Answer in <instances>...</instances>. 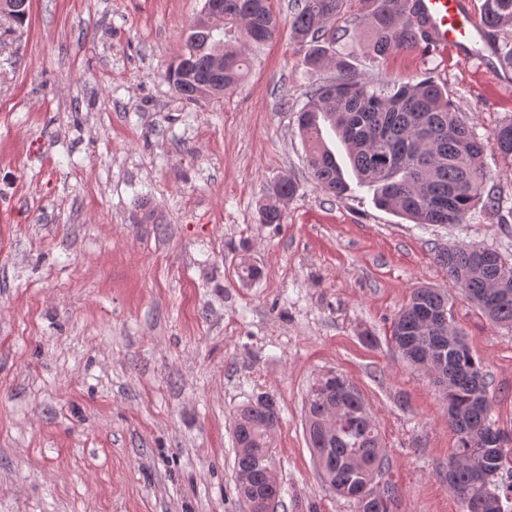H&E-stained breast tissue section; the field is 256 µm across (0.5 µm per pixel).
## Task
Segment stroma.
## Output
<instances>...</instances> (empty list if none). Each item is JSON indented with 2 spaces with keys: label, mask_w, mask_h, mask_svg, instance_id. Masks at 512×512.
Returning <instances> with one entry per match:
<instances>
[{
  "label": "stroma",
  "mask_w": 512,
  "mask_h": 512,
  "mask_svg": "<svg viewBox=\"0 0 512 512\" xmlns=\"http://www.w3.org/2000/svg\"><path fill=\"white\" fill-rule=\"evenodd\" d=\"M293 4L273 0L279 30L249 49L233 91L190 106L165 72L204 0H31L15 31L0 17V512H242L232 420L261 393L281 409L284 512H354L305 434L306 390L329 371L381 433L396 512H460L442 394L390 339L422 285L447 291L491 417L512 427V328L450 287L436 258L461 242L512 255V169L493 137L512 91L449 52L373 59L349 0L337 53L370 86H443L484 142L505 221L415 224L380 209L326 126L351 184L332 197L310 179L296 113L337 72L293 45ZM285 176L299 190L283 222L260 223ZM244 259L259 279L239 280Z\"/></svg>",
  "instance_id": "obj_1"
}]
</instances>
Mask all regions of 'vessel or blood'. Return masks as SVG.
Segmentation results:
<instances>
[{"label": "vessel or blood", "instance_id": "vessel-or-blood-1", "mask_svg": "<svg viewBox=\"0 0 512 512\" xmlns=\"http://www.w3.org/2000/svg\"><path fill=\"white\" fill-rule=\"evenodd\" d=\"M431 50H450L461 59L491 63L496 46L488 25L472 9L470 0H411Z\"/></svg>", "mask_w": 512, "mask_h": 512}]
</instances>
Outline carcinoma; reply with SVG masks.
<instances>
[{
  "mask_svg": "<svg viewBox=\"0 0 512 512\" xmlns=\"http://www.w3.org/2000/svg\"><path fill=\"white\" fill-rule=\"evenodd\" d=\"M224 17L210 21L205 12L184 31V46L166 72V80L187 103L220 98L236 88L248 72L245 47L272 40L279 22L270 0H222ZM409 0H361L358 26L366 33L369 53L384 59L394 51L419 47L421 37L408 11ZM346 0H296L290 19L293 44L308 65L325 62L336 80L317 84L297 111V125L308 143L306 165L314 184L341 198L349 184L332 154L320 145V122L330 124L347 148L357 182L375 191L377 204L416 224H463L473 210L501 219L500 191L488 186L483 165L484 144L455 112L447 93L427 77L416 82L388 80L377 87L358 82L351 65L335 51L332 25L344 13ZM485 23L495 30L512 27V0H485ZM499 154L512 166V119L494 134ZM298 183L283 177L259 206V222L280 224ZM452 287L461 291L492 322L512 328V261L496 250L460 243L438 252ZM448 312V295L422 286L413 290L394 321L395 351L417 365L432 353L443 364L440 390L448 426L457 435L451 457L462 466L448 484L461 512H480L491 499L497 512H512V448H487L485 433L505 434L489 418L491 406L476 401L490 382L465 341L450 339L437 321ZM346 380L328 372L310 385L305 419L310 447L324 483L351 501L355 512H394L397 489L384 499L362 501L360 487L374 486L390 467L377 426L359 393L343 390ZM279 423L276 400L260 394L243 406L233 421L236 447L235 488L242 502L280 498L271 482L275 436Z\"/></svg>",
  "mask_w": 512,
  "mask_h": 512,
  "instance_id": "1",
  "label": "carcinoma"
}]
</instances>
